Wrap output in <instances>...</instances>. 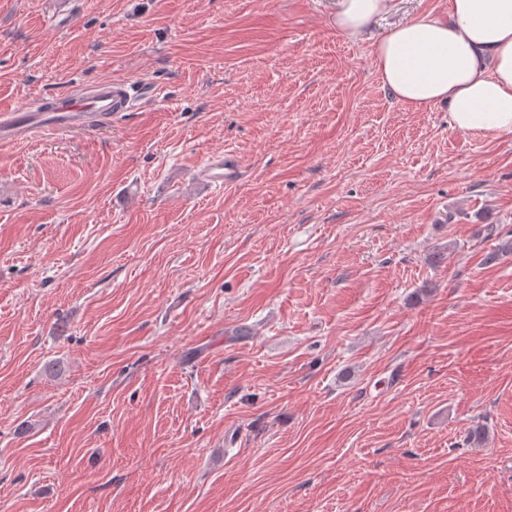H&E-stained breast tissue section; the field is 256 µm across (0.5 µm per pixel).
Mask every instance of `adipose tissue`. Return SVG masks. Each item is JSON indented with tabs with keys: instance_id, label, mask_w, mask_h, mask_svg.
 I'll return each mask as SVG.
<instances>
[{
	"instance_id": "obj_1",
	"label": "adipose tissue",
	"mask_w": 512,
	"mask_h": 512,
	"mask_svg": "<svg viewBox=\"0 0 512 512\" xmlns=\"http://www.w3.org/2000/svg\"><path fill=\"white\" fill-rule=\"evenodd\" d=\"M394 0H341L338 32L358 38ZM388 92L413 109L446 106L462 132L512 134V0H448L443 14L401 23L373 42Z\"/></svg>"
}]
</instances>
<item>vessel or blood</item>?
<instances>
[{
    "instance_id": "1",
    "label": "vessel or blood",
    "mask_w": 512,
    "mask_h": 512,
    "mask_svg": "<svg viewBox=\"0 0 512 512\" xmlns=\"http://www.w3.org/2000/svg\"><path fill=\"white\" fill-rule=\"evenodd\" d=\"M133 105L127 84L103 80L91 91L58 95L48 108L32 102L0 113V140L16 141L43 126L84 127ZM240 174V162L230 155L212 156L201 169L202 178L218 186L235 182Z\"/></svg>"
}]
</instances>
